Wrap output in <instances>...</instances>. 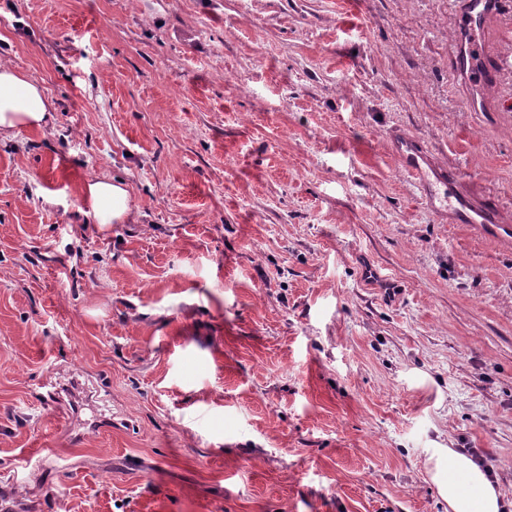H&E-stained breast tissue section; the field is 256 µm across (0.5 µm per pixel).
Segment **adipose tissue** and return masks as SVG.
<instances>
[{
  "mask_svg": "<svg viewBox=\"0 0 512 512\" xmlns=\"http://www.w3.org/2000/svg\"><path fill=\"white\" fill-rule=\"evenodd\" d=\"M51 120L41 85L18 70L0 67V135L18 128H41ZM82 201L103 228L124 223L131 211L125 185L104 176L84 183ZM429 463L431 479L449 512H503L500 493L470 457L437 448Z\"/></svg>",
  "mask_w": 512,
  "mask_h": 512,
  "instance_id": "obj_1",
  "label": "adipose tissue"
}]
</instances>
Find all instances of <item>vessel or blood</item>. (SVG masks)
Listing matches in <instances>:
<instances>
[{"instance_id": "obj_1", "label": "vessel or blood", "mask_w": 512, "mask_h": 512, "mask_svg": "<svg viewBox=\"0 0 512 512\" xmlns=\"http://www.w3.org/2000/svg\"><path fill=\"white\" fill-rule=\"evenodd\" d=\"M454 8L461 17L456 64L469 71L475 87L471 109L496 111L493 92L498 70L488 34L493 23L502 16L503 0H455ZM394 153L403 169L416 181L426 203L447 210L449 223H498V215L482 199L468 192L458 174L436 166L418 141L398 138L394 142Z\"/></svg>"}]
</instances>
